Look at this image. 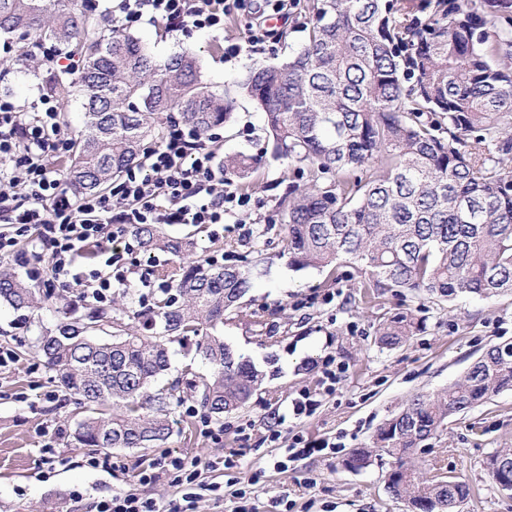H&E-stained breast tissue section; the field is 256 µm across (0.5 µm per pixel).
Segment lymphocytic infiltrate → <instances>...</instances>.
Here are the masks:
<instances>
[{
  "label": "lymphocytic infiltrate",
  "instance_id": "f902f5d3",
  "mask_svg": "<svg viewBox=\"0 0 512 512\" xmlns=\"http://www.w3.org/2000/svg\"><path fill=\"white\" fill-rule=\"evenodd\" d=\"M247 17L244 45L225 48L228 57L242 48L265 51L269 31L253 17L251 0H117L108 12L109 26L128 28L161 21L177 30H223L229 15ZM60 102L39 89L30 107L0 96V255L33 237L37 262L32 272L47 290L83 288L98 302L112 295L113 282H126L129 271L117 244L132 224H220L248 208L249 196L236 191L219 173L214 138H202L177 124L104 193L71 196L54 164L72 150V139L59 122ZM98 252L103 269L83 274L76 262ZM187 488L181 503H164L121 490L97 501L95 512H195L199 496L223 498L224 487L205 482L197 461L169 456L141 471L151 483L163 476Z\"/></svg>",
  "mask_w": 512,
  "mask_h": 512
}]
</instances>
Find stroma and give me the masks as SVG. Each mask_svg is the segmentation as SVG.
Here are the masks:
<instances>
[{
    "instance_id": "stroma-1",
    "label": "stroma",
    "mask_w": 512,
    "mask_h": 512,
    "mask_svg": "<svg viewBox=\"0 0 512 512\" xmlns=\"http://www.w3.org/2000/svg\"><path fill=\"white\" fill-rule=\"evenodd\" d=\"M302 21L301 7H294L288 22H276V30L286 36L272 38L271 50L243 49L234 58L225 57L224 48L242 45L247 23L242 16L225 17L220 32H171L153 23L132 32L145 37L163 58L193 48L207 79L221 87L249 63L286 59L305 39ZM23 47V41L12 40L10 56L0 55V82L22 105L34 100L51 71L41 62L18 67L15 58ZM218 133L219 156L260 160L236 185L250 196V209L220 224H167L163 230L172 237L194 234L199 255L255 271L253 288L224 317V340L264 371L263 384L245 408L224 416L222 441L203 434L206 416L188 397L174 407L173 433L164 445L112 448L113 468H94L88 464L90 451L69 446L67 420L75 405L59 391L33 348L38 332L57 324V307L77 299L78 291L56 289L33 312L1 305L0 348L12 351L15 361L0 368V512H91L94 501L120 489L178 501L185 489L169 478L149 485L136 479L139 470L164 454L198 461L206 481L248 484L255 512H274L273 503L280 499L290 501L294 512H407L405 502L387 488L390 458L359 471L346 468L344 459L353 449L372 448L377 426L411 396L446 389L490 345L512 342L510 293L492 300L463 295L446 302L388 288L368 299L364 276L353 265L332 273L295 270L279 253L284 226L277 207L294 176L273 157L260 113L249 99H239ZM402 314L418 322V331L395 348L378 344L377 325ZM330 357L342 362L345 371L335 391L326 394L315 366ZM303 391L319 395L320 404L312 415L296 418L292 401ZM276 427L282 431L280 443L267 442ZM298 437L333 442L338 449L292 462L287 471L275 470L273 458ZM504 448H512V390L450 417L442 431L422 443L411 463L426 474L443 473L469 484L471 494L456 512H512V494L499 490L487 466ZM233 450L241 454L240 468L207 469L208 461ZM62 457L67 465H59ZM76 490L83 499H72Z\"/></svg>"
}]
</instances>
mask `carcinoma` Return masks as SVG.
<instances>
[{"label":"carcinoma","mask_w":512,"mask_h":512,"mask_svg":"<svg viewBox=\"0 0 512 512\" xmlns=\"http://www.w3.org/2000/svg\"><path fill=\"white\" fill-rule=\"evenodd\" d=\"M307 38L288 60L250 65L220 92L184 49L153 56L141 38L106 31L89 0H0V37L21 33L78 56V77L58 71L47 89L77 97L84 126L62 164L78 193L108 188L141 163L172 114L202 137L226 124L237 97L263 115L276 157L311 182L279 203L282 251L298 269L331 271L345 262L364 288H405L453 300L512 293V0H306ZM245 158L224 160L245 178ZM128 232L146 251L179 259L137 326L101 308L66 302L40 330L36 352L57 387L83 409L75 448H156L172 432V407L186 385L219 420L244 407L265 375L224 342V315L252 288L250 270L196 255L195 239L156 224ZM0 303L43 307L40 290L0 272ZM113 329L112 335L103 332ZM415 322L380 324L378 342L397 346ZM194 339L206 377L164 383L170 344ZM512 389V342L495 344L437 395H416L377 430L373 447L393 464L435 435L448 418ZM395 495L454 503L470 487L419 472L393 481Z\"/></svg>","instance_id":"obj_1"}]
</instances>
